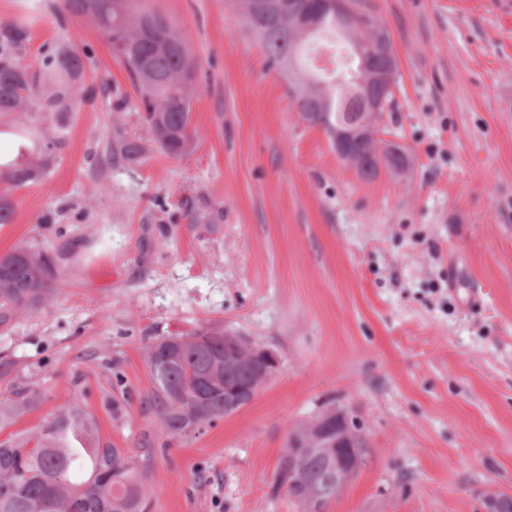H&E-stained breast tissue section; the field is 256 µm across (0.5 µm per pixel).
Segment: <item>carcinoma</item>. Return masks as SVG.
Returning <instances> with one entry per match:
<instances>
[{"instance_id": "cac0c4a2", "label": "carcinoma", "mask_w": 512, "mask_h": 512, "mask_svg": "<svg viewBox=\"0 0 512 512\" xmlns=\"http://www.w3.org/2000/svg\"><path fill=\"white\" fill-rule=\"evenodd\" d=\"M353 22L362 26L374 19L366 0H348ZM294 21L275 19L254 30L271 66L287 79L301 116L329 134L336 129V113L358 108V101L324 75L307 83L303 75L304 45L324 35L344 43L336 17L325 16L318 0H294ZM64 12L92 22L107 38L131 75L145 112L150 144L171 158H183L193 149L191 101L196 91V64L186 43L162 15L147 10L140 0H63ZM31 31L25 19L0 23V115L43 112L56 118V135L14 128L21 140L14 156H0V185L23 187L45 179L66 130L78 87L83 81V57L65 44L44 46L35 72L16 64L29 53ZM296 62L295 80H288V61ZM345 150L357 174L371 180L378 174L373 140L361 137ZM120 159L135 163L146 146L132 139L117 142ZM53 255L24 245L0 255V327L6 328L61 288ZM247 340L222 330L200 327L185 336H165L145 347L153 380L147 402L166 439L187 437L226 416L224 390L240 387L255 391L267 383L264 363L244 358ZM43 393L26 388L0 395V430L36 409ZM350 442L335 446L336 436ZM288 437L299 442L296 474L288 479V497L303 512H314L318 497L334 499L336 466L333 455L347 463L364 464L347 446L362 448L358 428L348 418L338 419L328 407L292 428ZM156 491L133 460L101 438L94 416L77 405L62 407L39 428L0 439V512H63L65 504L81 502L84 512H146Z\"/></svg>"}]
</instances>
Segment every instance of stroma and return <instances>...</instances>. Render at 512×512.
I'll return each mask as SVG.
<instances>
[{"label":"stroma","instance_id":"35a3bbf8","mask_svg":"<svg viewBox=\"0 0 512 512\" xmlns=\"http://www.w3.org/2000/svg\"><path fill=\"white\" fill-rule=\"evenodd\" d=\"M398 63L382 135L410 166L361 179L306 122L235 0H144L197 66L193 151L149 141L131 77L62 0H0L41 46L72 43L82 90L49 175L10 190L0 254L31 242L64 290L0 330V393L26 385L146 464L150 512H300L271 484L289 431L333 406L360 429L358 477L325 512H486L512 497V15L485 0H368ZM276 353L253 401L162 438L149 339L197 327Z\"/></svg>","mask_w":512,"mask_h":512}]
</instances>
